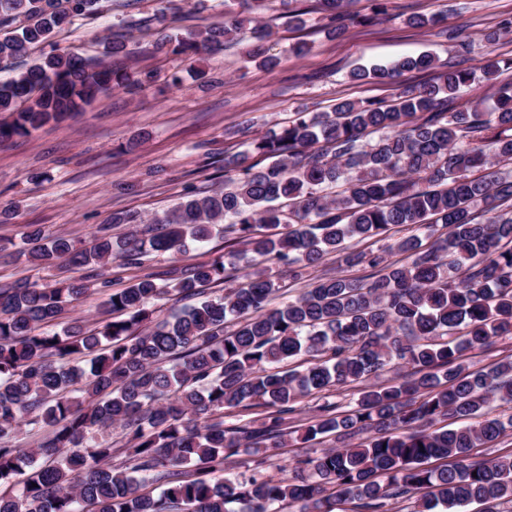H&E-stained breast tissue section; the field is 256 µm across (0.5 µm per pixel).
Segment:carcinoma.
<instances>
[{"label":"carcinoma","mask_w":512,"mask_h":512,"mask_svg":"<svg viewBox=\"0 0 512 512\" xmlns=\"http://www.w3.org/2000/svg\"><path fill=\"white\" fill-rule=\"evenodd\" d=\"M104 0H0V71L40 52L0 82V143L53 121L63 122L114 88L138 91L155 74L129 72L59 46V31L87 25ZM269 0L224 4V22L168 33L161 8L144 20H122L112 53L126 49V31L155 26L156 48L192 60L235 40L251 41L250 57L269 67V32L254 24ZM329 26L346 28L349 0H318ZM459 42L445 17L412 18ZM502 60L487 55L475 68L451 66L440 82L404 87L392 104L344 100L331 112H298L280 131L243 143L224 159V189L193 192L170 212L148 220L118 212L112 223L131 230L115 240L25 233L34 264L85 267L87 279H58L41 288L26 279L0 283V512H272L277 503L301 512H390L421 489L413 512H468L478 503L512 501V455L469 461L512 419L482 416L489 396L512 402V361L472 373L464 353L512 335V85L493 103L475 97L448 111V101L476 77L498 80ZM435 66L429 53L387 66L358 68V80H393ZM271 160L256 170L252 159ZM336 185L333 195L326 189ZM481 209H476V206ZM224 224L234 248L210 261L182 264L187 240L208 241ZM412 234L389 251L347 253L363 277L324 275L295 297L275 303L269 269L295 276L343 249L347 240ZM436 237L424 248L422 238ZM172 255L165 269L125 288L97 270L115 263L139 268L147 255ZM252 271L232 285L241 261ZM226 285L211 297L204 286ZM175 291L196 299L168 318L154 303ZM101 293L109 318L73 316L54 329L72 301ZM408 369L391 385L368 380ZM364 387L344 412L326 402L302 428L304 442L337 445L302 460L293 475L266 480V458L293 434L300 399L348 383ZM272 408L256 424L228 420L252 403ZM441 417L467 424L432 428ZM42 432L32 448L16 445L22 426ZM124 432L126 447L99 437ZM366 435L354 445L351 440ZM252 456V474L224 475L226 460ZM122 455L125 460L114 464ZM431 459H449L428 468ZM158 483V494L143 491Z\"/></svg>","instance_id":"cac0c4a2"}]
</instances>
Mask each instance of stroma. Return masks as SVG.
Wrapping results in <instances>:
<instances>
[{
    "label": "stroma",
    "mask_w": 512,
    "mask_h": 512,
    "mask_svg": "<svg viewBox=\"0 0 512 512\" xmlns=\"http://www.w3.org/2000/svg\"><path fill=\"white\" fill-rule=\"evenodd\" d=\"M315 2L303 0L309 11L300 29L278 10L264 12L273 32L265 47L279 60L275 68L248 59L243 43L226 44L193 66L150 52L151 37H137L118 55V62L134 71H156L160 81L134 95L112 90L73 119L0 144V281L26 278L46 284L57 276L56 270L18 254L25 225L85 240L109 223L113 213L131 210L160 216L190 190L222 187L224 157L238 149L237 139L227 134L229 128L260 137L279 130L301 110L327 112L347 99L393 100L402 87L437 82L457 59L468 67L477 66L489 53L512 59V0H387L385 15L377 19L369 0H352L349 11L355 21L339 36L330 33ZM159 7V0H114L111 11L94 23L63 30L56 40L82 54L101 56L113 23L152 15ZM434 14L446 15L448 24L468 26L467 54H459L455 44L435 30L407 23L410 16ZM168 16L174 27L194 30L220 23L224 7L220 0H207L203 9L174 0ZM492 30L500 37L486 42L484 35ZM300 42L310 47L306 55L292 52ZM424 51L436 56L435 69L406 72L383 83L350 77L355 68ZM173 71L183 78L180 87L163 81ZM367 272L364 266L347 267L334 253L302 278H292L284 267L273 268L270 275L284 301L311 278ZM330 445L327 439L289 443L271 452L264 474L275 480L289 476L298 460Z\"/></svg>",
    "instance_id": "35a3bbf8"
}]
</instances>
